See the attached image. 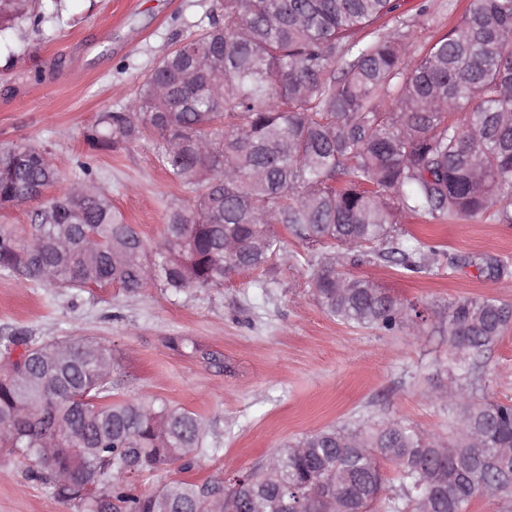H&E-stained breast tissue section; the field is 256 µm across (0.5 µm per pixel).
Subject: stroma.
Wrapping results in <instances>:
<instances>
[{
  "label": "stroma",
  "mask_w": 512,
  "mask_h": 512,
  "mask_svg": "<svg viewBox=\"0 0 512 512\" xmlns=\"http://www.w3.org/2000/svg\"><path fill=\"white\" fill-rule=\"evenodd\" d=\"M468 5L400 0L411 56L457 25ZM217 10V0H48L39 26L0 34L12 48L0 53V144L47 150L64 183L89 167L125 221L157 240L170 206L188 203L191 188L169 177L152 140L93 150L84 131L98 113L130 104L155 63ZM403 228L435 250L422 268L407 271L358 251L346 272L437 311L459 297L512 304V224L409 218ZM284 246L287 261L221 288L178 294L77 291L1 272L0 337L96 339L112 349L115 398L165 402L205 419L208 453L186 474L173 464L126 475L141 493L184 475L231 478L289 440L367 417L447 435V407L424 397L448 383L445 337L430 325L412 335L333 318L311 293L307 248L290 237ZM484 259L503 261L506 274L481 267ZM175 336L192 340L199 353L172 349ZM484 383L489 398L512 400V332L492 349ZM29 469L0 448V512H73Z\"/></svg>",
  "instance_id": "1"
}]
</instances>
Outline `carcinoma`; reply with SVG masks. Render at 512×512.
Here are the masks:
<instances>
[{
  "instance_id": "obj_1",
  "label": "carcinoma",
  "mask_w": 512,
  "mask_h": 512,
  "mask_svg": "<svg viewBox=\"0 0 512 512\" xmlns=\"http://www.w3.org/2000/svg\"><path fill=\"white\" fill-rule=\"evenodd\" d=\"M399 0H219L208 25L168 52L124 109L84 133L92 149L155 140L159 162L193 186L149 245L88 173L58 194L48 153L0 148V210L38 201L23 237L0 225V272L32 283L128 293L219 288L286 256L281 225L309 248L312 292L330 316L375 329L421 326L424 311L339 270L367 248L407 271L431 247L408 217L512 224V0H470L412 64L410 33L384 31ZM43 19L0 0V32ZM367 31L357 38L360 31ZM448 337V437L401 419L327 427L228 481L169 482L136 494L122 474L207 452L205 420L165 403L112 398V348L88 337L4 336L0 447L40 469L74 512H470L483 494L512 512V404L478 396L512 305L461 298ZM396 472L391 485L387 469ZM78 473L80 491L59 475Z\"/></svg>"
}]
</instances>
